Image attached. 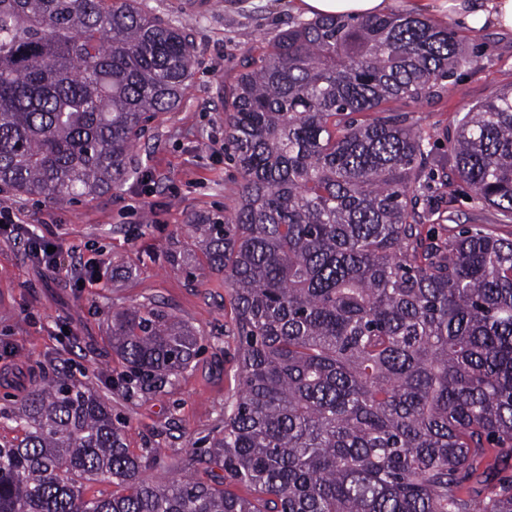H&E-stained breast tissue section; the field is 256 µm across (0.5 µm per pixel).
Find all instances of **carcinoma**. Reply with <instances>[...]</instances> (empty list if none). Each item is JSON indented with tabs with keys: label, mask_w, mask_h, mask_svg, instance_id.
<instances>
[{
	"label": "carcinoma",
	"mask_w": 512,
	"mask_h": 512,
	"mask_svg": "<svg viewBox=\"0 0 512 512\" xmlns=\"http://www.w3.org/2000/svg\"><path fill=\"white\" fill-rule=\"evenodd\" d=\"M195 19L140 0H0V186L52 204L130 174L143 122L182 104ZM467 62L418 15L288 24L224 85L242 182L191 218L224 280L238 387L209 447L145 472L112 406L42 373L0 418V512H512V236L434 206L449 175L512 224V87L443 133L398 107ZM447 235L423 232L425 223ZM200 332L165 304L112 309L126 389L174 385ZM102 479L116 490L87 498Z\"/></svg>",
	"instance_id": "carcinoma-1"
}]
</instances>
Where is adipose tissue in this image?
I'll use <instances>...</instances> for the list:
<instances>
[{
  "instance_id": "adipose-tissue-1",
  "label": "adipose tissue",
  "mask_w": 512,
  "mask_h": 512,
  "mask_svg": "<svg viewBox=\"0 0 512 512\" xmlns=\"http://www.w3.org/2000/svg\"><path fill=\"white\" fill-rule=\"evenodd\" d=\"M399 0H291L294 12L313 18L344 15L357 18L393 13ZM420 9L446 14L449 21L478 33L493 27L512 31V0H415Z\"/></svg>"
}]
</instances>
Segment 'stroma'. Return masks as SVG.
Masks as SVG:
<instances>
[{"label": "stroma", "instance_id": "obj_1", "mask_svg": "<svg viewBox=\"0 0 512 512\" xmlns=\"http://www.w3.org/2000/svg\"><path fill=\"white\" fill-rule=\"evenodd\" d=\"M143 2L166 20L194 18L190 86L179 109L146 122L132 152L134 172L120 188L66 206L0 191L20 224L64 247L62 269L53 274L32 262L26 238L0 236V407L41 372L71 365L76 379L109 398L132 452L164 449L165 466L154 471L164 478L207 448L221 427L224 400L237 390L238 352L221 279L202 255H186L180 266L168 255L187 242L191 215H220L232 205L241 177L224 152V84L248 51L272 41L295 16L288 0H224L219 10L213 0ZM465 44L471 61L439 97L407 104L420 127H452L456 114L512 85L511 32L489 28ZM450 190L461 223L512 232L511 224H496L493 209L477 205L463 181ZM84 264L105 274L81 288L72 271ZM152 296L200 331L201 350L175 385L128 396L119 387L127 369L112 355L106 316L112 306Z\"/></svg>", "mask_w": 512, "mask_h": 512}]
</instances>
